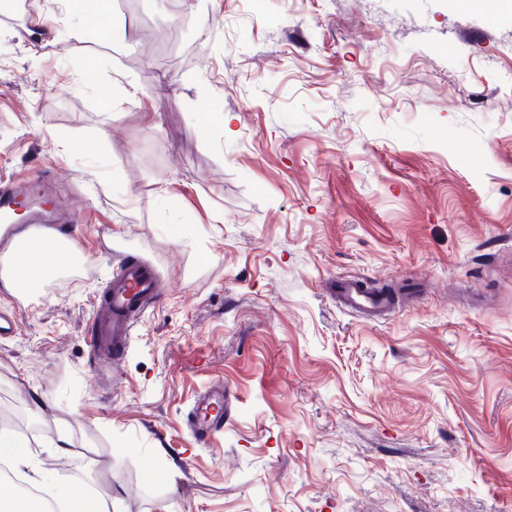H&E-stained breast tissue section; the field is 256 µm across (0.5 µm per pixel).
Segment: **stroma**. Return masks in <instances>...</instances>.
<instances>
[{"label":"stroma","mask_w":512,"mask_h":512,"mask_svg":"<svg viewBox=\"0 0 512 512\" xmlns=\"http://www.w3.org/2000/svg\"><path fill=\"white\" fill-rule=\"evenodd\" d=\"M60 2L26 37L0 6V179L86 217L87 263L0 285V408L29 455L115 512H512L498 0H110L95 28ZM139 260L161 299L115 368L87 339ZM343 276L414 299L365 321L326 292ZM217 381L235 399L200 441ZM231 400L224 391V383L218 382L211 386L195 402L191 430L195 435H206L215 426L224 421V413L231 405Z\"/></svg>","instance_id":"35a3bbf8"}]
</instances>
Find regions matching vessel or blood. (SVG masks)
Masks as SVG:
<instances>
[{"label":"vessel or blood","instance_id":"vessel-or-blood-1","mask_svg":"<svg viewBox=\"0 0 512 512\" xmlns=\"http://www.w3.org/2000/svg\"><path fill=\"white\" fill-rule=\"evenodd\" d=\"M21 193L16 180L0 182V217L15 211ZM65 221L64 215H52L35 208L31 210L26 226H1L0 238L10 241L21 236L27 229L34 232L54 231ZM157 288V277L148 264H121L112 277L105 298L98 305L96 331L88 344L90 353L116 358L127 346L141 313L153 303ZM329 295L339 308L369 321L385 319L391 312L386 297L368 288L361 278L337 279ZM230 405L231 400L224 391L223 383L211 386L195 402L190 421L192 432L197 435L208 434L223 421Z\"/></svg>","mask_w":512,"mask_h":512}]
</instances>
